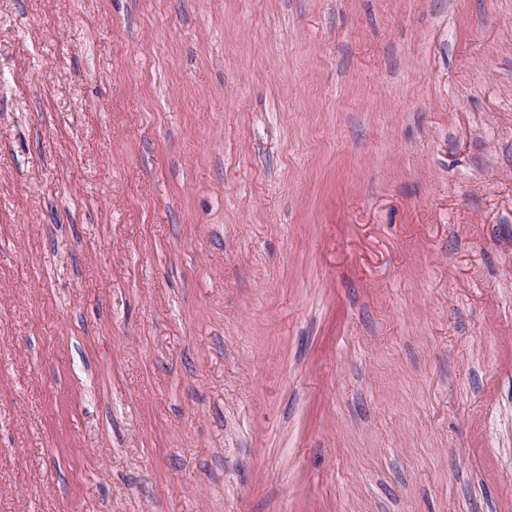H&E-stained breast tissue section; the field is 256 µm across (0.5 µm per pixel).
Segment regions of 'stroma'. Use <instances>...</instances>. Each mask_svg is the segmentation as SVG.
Listing matches in <instances>:
<instances>
[{
  "label": "stroma",
  "mask_w": 512,
  "mask_h": 512,
  "mask_svg": "<svg viewBox=\"0 0 512 512\" xmlns=\"http://www.w3.org/2000/svg\"><path fill=\"white\" fill-rule=\"evenodd\" d=\"M0 512H512V0H0Z\"/></svg>",
  "instance_id": "35a3bbf8"
}]
</instances>
